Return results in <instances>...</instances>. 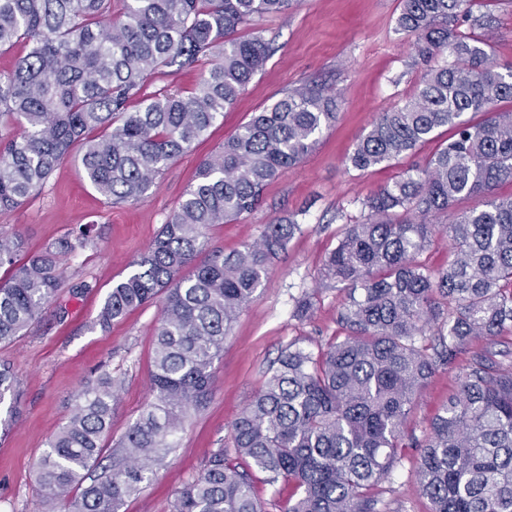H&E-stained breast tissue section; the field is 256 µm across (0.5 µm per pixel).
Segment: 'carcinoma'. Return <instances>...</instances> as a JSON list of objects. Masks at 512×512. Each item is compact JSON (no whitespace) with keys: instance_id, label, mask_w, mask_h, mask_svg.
<instances>
[{"instance_id":"carcinoma-1","label":"carcinoma","mask_w":512,"mask_h":512,"mask_svg":"<svg viewBox=\"0 0 512 512\" xmlns=\"http://www.w3.org/2000/svg\"><path fill=\"white\" fill-rule=\"evenodd\" d=\"M476 0H402L398 25L426 70L404 105L380 112L348 158L365 170L452 130L423 168L406 170L364 202L323 261L342 285L344 335L319 355L288 345L232 424L224 449L176 493L173 512H265L253 473L293 488L286 512H377V490L401 449L418 448L415 476L432 512H512V363L478 351L420 440L405 430L416 395L473 338L512 333V64L491 42L461 30ZM292 0H0V50L29 51L0 73V211L38 192L74 151L90 185L115 203L143 197L263 70L259 36L238 40L286 12ZM204 63L194 93L148 86L163 68ZM338 96L318 84L289 91L204 158L134 270L112 284L98 325L164 296L145 410L112 448V470L90 483L119 399L109 374L88 382L69 421L36 461L46 504L65 512H120L178 447L188 411L211 391L212 367L236 317L254 300L300 224L278 218L258 241L205 253L203 229L252 212L265 187L299 163L336 121ZM482 115L480 121L474 120ZM478 198L466 209L461 201ZM446 222H441V218ZM83 224L22 258L19 234H0V344L28 329L57 295L58 253L90 242ZM448 240V267L420 261ZM16 412L18 382L0 364V404Z\"/></svg>"}]
</instances>
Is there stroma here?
<instances>
[{"label": "stroma", "instance_id": "stroma-1", "mask_svg": "<svg viewBox=\"0 0 512 512\" xmlns=\"http://www.w3.org/2000/svg\"><path fill=\"white\" fill-rule=\"evenodd\" d=\"M401 0H294L286 13L267 17L263 36L274 50L228 109L191 149L157 176L138 201L107 203L88 183L79 156L69 157L42 191L20 207L0 212V233H19L28 251L37 252L81 224L93 225V241L61 257L62 287L27 332L0 344V362L13 366L20 396L11 426L0 428V512H33L39 496L34 464L49 438L72 416L79 390L102 373L122 379L112 416V440H119L150 399L154 335L161 300L131 311L108 330L96 324L113 283L126 276L195 181L200 162L224 140L283 93L311 82L328 85L341 104L335 122L299 164L266 188L256 210L205 230L207 250L226 253L256 241L266 224L298 215L303 226L271 269L254 302L224 340L213 366V389L190 413L180 446L158 466L142 492L121 512H172L177 491L202 471L217 450L233 454L231 423L259 390L282 349L294 343L319 352L342 329L337 321L343 293L320 273L345 225L364 220L365 201L404 171L424 165L447 140L448 129L415 152L365 171L347 156L378 113L403 105L425 70L413 37L397 30ZM472 34L491 32L498 62L512 63V0H491L474 7ZM94 283L92 292L73 295L75 283ZM309 298L312 308L299 317L296 304ZM487 346L474 340L469 352L436 371L418 393L407 427L424 437L438 408L454 394L470 352ZM379 488L378 512H430L416 484L414 448Z\"/></svg>", "mask_w": 512, "mask_h": 512}]
</instances>
